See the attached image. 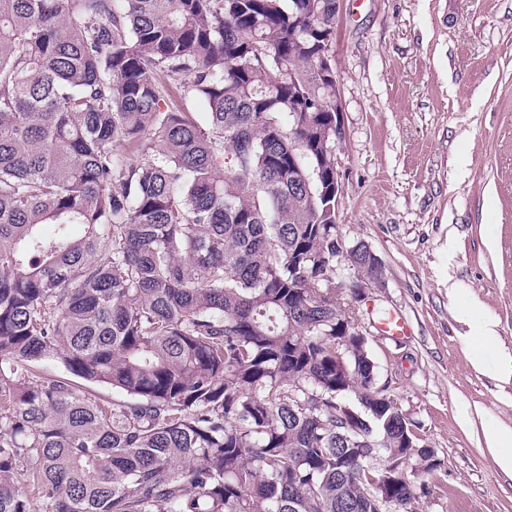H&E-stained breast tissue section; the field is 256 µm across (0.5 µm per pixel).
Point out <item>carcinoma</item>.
Here are the masks:
<instances>
[{"label":"carcinoma","instance_id":"1","mask_svg":"<svg viewBox=\"0 0 512 512\" xmlns=\"http://www.w3.org/2000/svg\"><path fill=\"white\" fill-rule=\"evenodd\" d=\"M335 28L336 0H0V512H377L387 471L408 512L439 463L325 287L372 275L338 247ZM37 371L48 376L70 379L80 391L95 397L97 400L104 401L106 404H112L113 399L120 398V395L110 387L89 384L71 376L59 363L45 362L37 368Z\"/></svg>","mask_w":512,"mask_h":512}]
</instances>
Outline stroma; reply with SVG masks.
I'll use <instances>...</instances> for the list:
<instances>
[{
	"mask_svg": "<svg viewBox=\"0 0 512 512\" xmlns=\"http://www.w3.org/2000/svg\"><path fill=\"white\" fill-rule=\"evenodd\" d=\"M346 244L380 258L358 316L440 466L414 512H512V0H341L331 47ZM390 309L410 335L375 329ZM495 340L478 346L485 325ZM496 449V461L502 471L512 473V432L496 433L493 436Z\"/></svg>",
	"mask_w": 512,
	"mask_h": 512,
	"instance_id": "obj_1",
	"label": "stroma"
}]
</instances>
